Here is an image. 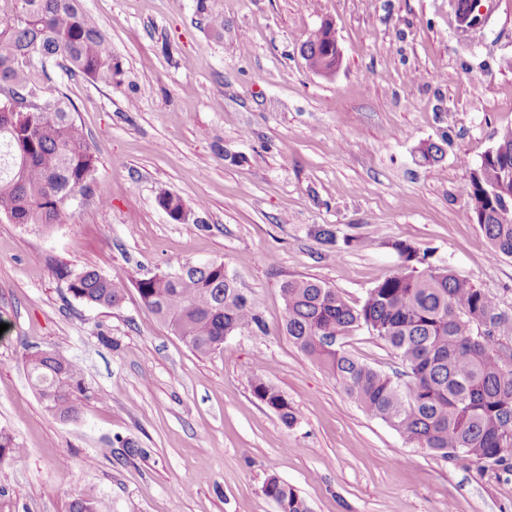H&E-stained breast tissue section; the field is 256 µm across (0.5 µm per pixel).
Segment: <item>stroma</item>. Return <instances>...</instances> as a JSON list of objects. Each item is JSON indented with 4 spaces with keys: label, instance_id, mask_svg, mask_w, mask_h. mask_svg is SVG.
<instances>
[{
    "label": "stroma",
    "instance_id": "35a3bbf8",
    "mask_svg": "<svg viewBox=\"0 0 512 512\" xmlns=\"http://www.w3.org/2000/svg\"><path fill=\"white\" fill-rule=\"evenodd\" d=\"M124 74L106 86L52 67L108 194L77 196L48 228L0 219V461L5 512H68L90 493L111 512H277L269 476L311 512H512V471L452 461L365 414L281 331L280 284L312 277L351 304L391 275L403 240L512 315V257H492L468 217L471 169L512 126V0H491L478 39L448 0H82ZM224 20L215 29L212 18ZM331 22L333 76L311 71L307 35ZM442 143L437 161L420 149ZM197 209L177 223L162 192ZM335 228L331 256L315 228ZM223 264L266 332L199 356L128 288L116 307L75 299L55 263L150 276ZM115 347L100 343V336ZM56 350L90 394L63 421L28 379ZM263 376L292 403L284 426L252 394ZM130 437L143 456L120 460Z\"/></svg>",
    "mask_w": 512,
    "mask_h": 512
}]
</instances>
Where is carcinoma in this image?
Segmentation results:
<instances>
[{
    "label": "carcinoma",
    "instance_id": "cac0c4a2",
    "mask_svg": "<svg viewBox=\"0 0 512 512\" xmlns=\"http://www.w3.org/2000/svg\"><path fill=\"white\" fill-rule=\"evenodd\" d=\"M0 19V218L15 224H60L76 195L94 193L98 158L71 108L47 92L49 62L71 75L112 85L121 61L81 0H13ZM309 68L337 63L336 40L318 27L301 44ZM37 106H23L29 99ZM469 219L488 239L492 255L512 257V127L498 133L495 147L472 169L464 186ZM167 214L189 209L171 193L157 198ZM397 270L350 304L315 278L281 285L282 331L310 361L367 415L380 419L406 442L445 459L512 467V347L503 340L509 316L495 298L444 266H434L404 241L391 243ZM53 273L85 303L114 307L134 286L144 306L194 353L224 349L232 335L265 332L260 313L222 263L185 264L174 272L135 279L57 264ZM365 330L388 346L391 371L360 361L343 339ZM45 407L62 420L76 418L89 399L81 366L55 351L26 357ZM254 397L287 427L296 422L288 396L265 378L250 377ZM121 456L145 450L132 438L116 439ZM24 449L0 431V460ZM263 494L279 512H310L306 500L275 476ZM69 512H110L108 502L79 495Z\"/></svg>",
    "mask_w": 512,
    "mask_h": 512
}]
</instances>
